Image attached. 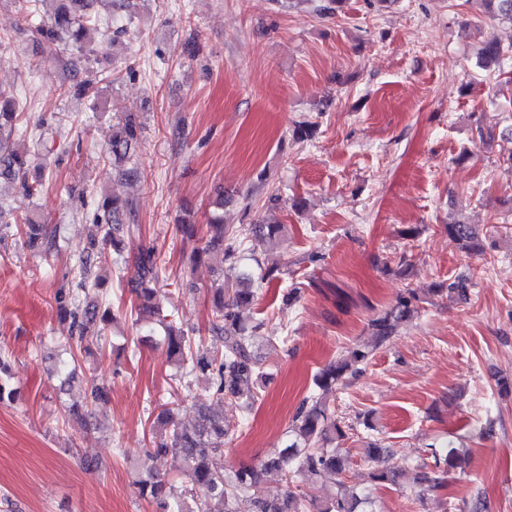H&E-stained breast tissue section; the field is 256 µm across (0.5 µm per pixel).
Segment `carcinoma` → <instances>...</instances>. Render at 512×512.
Returning a JSON list of instances; mask_svg holds the SVG:
<instances>
[{
    "label": "carcinoma",
    "instance_id": "cac0c4a2",
    "mask_svg": "<svg viewBox=\"0 0 512 512\" xmlns=\"http://www.w3.org/2000/svg\"><path fill=\"white\" fill-rule=\"evenodd\" d=\"M57 4L53 13L37 27V31L52 40L75 49L87 57L93 49L94 34L98 23L91 12L95 3H110L112 0H50ZM486 13L492 17L512 23V0H481ZM508 51L495 37L487 35L477 59V67L491 68L503 72L502 66ZM18 113L12 95L0 90V184L8 183L19 191L34 195L41 191L43 183L32 184L26 171L28 158L14 147V137L25 130L17 123ZM139 124L129 115L113 131L108 144L112 159L123 162L129 159L132 143L137 139ZM134 212L133 202L118 197H104L98 203L97 227L103 232L102 242L112 245L114 253L123 251V240L117 237L123 217ZM26 236L29 248L48 250L51 242L41 233L34 215L15 220ZM285 229L283 224H251L247 228L234 229L224 224L223 215L214 213L206 224V233L211 242L222 246L224 262L228 272L234 275L233 282L224 281L219 273L213 291L210 332L212 344L208 348L196 346L189 331L168 319L157 302L152 283L158 278L161 267L152 248L141 249L134 278L132 293L135 302L130 307L132 324L149 326V332L158 334L160 344L167 357L174 363L180 378L190 385L205 381L212 396L222 402L229 398L249 411L260 396V384L266 373L262 359L256 354L258 339L270 344L276 336L261 333L263 324L248 325L243 322L237 309L251 305L256 290L253 280L245 273L237 272L244 260V244L249 239L258 242L273 240ZM448 235L462 245L470 257L479 256V231L473 224L455 222L447 226ZM101 253L96 242L79 265L81 292L84 299L60 290L57 303L63 314L71 318L69 346L79 351H90V343L101 339L106 328L116 321L110 303H102L97 287L100 277L94 274L101 263ZM419 297L408 288L396 304L369 320L375 347L385 344L393 336L395 323L417 312ZM372 355L365 348H351L335 362L321 369L314 376V385L328 392L339 385L346 375H355ZM156 421L163 427L159 439L153 442L147 456L174 454L183 461L184 484L177 486L152 469L139 477L137 487L142 498L156 503L162 512H374L373 500L368 494L355 491L341 476L349 462L348 455L336 447V439L344 438L345 431L331 412L326 400L317 394L304 399L295 411L291 427L287 431L282 448L276 450L259 465L242 467L226 472L214 462L216 454L224 451L227 429L224 414L200 404L198 416L190 428L183 427L175 419L174 409L164 408ZM433 463L418 465L417 484L424 490L443 486L448 474L468 462V449L453 441L442 446L430 445ZM277 470L286 479L288 490L282 498L268 499L256 494L262 475ZM301 476L309 488H314L319 479L334 477V490L314 497L301 490H294V478Z\"/></svg>",
    "mask_w": 512,
    "mask_h": 512
}]
</instances>
